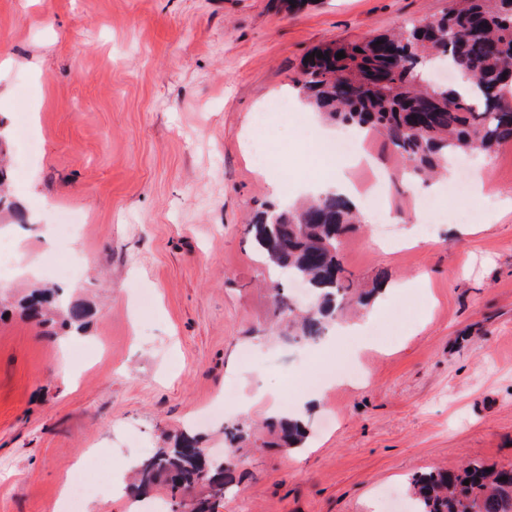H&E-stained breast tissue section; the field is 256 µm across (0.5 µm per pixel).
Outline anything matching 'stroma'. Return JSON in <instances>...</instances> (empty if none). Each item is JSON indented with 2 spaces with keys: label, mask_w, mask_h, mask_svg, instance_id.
<instances>
[{
  "label": "stroma",
  "mask_w": 512,
  "mask_h": 512,
  "mask_svg": "<svg viewBox=\"0 0 512 512\" xmlns=\"http://www.w3.org/2000/svg\"><path fill=\"white\" fill-rule=\"evenodd\" d=\"M448 0H0V128L14 200L26 212L76 213L83 229L42 241L15 224L64 295L90 308L83 338L38 327L17 303L28 281L0 273V512H52L93 454L143 459L189 428L224 448L244 395L304 396L301 379L353 358L361 377L318 388L306 447L267 445L266 412L246 418L247 474L217 512H406L407 481L469 461L512 467V144L454 163L482 169L470 233L430 218L406 236L417 197L392 172L397 221L362 224L340 258L348 276L395 290L368 325L387 339L356 351L338 336L300 347L271 337L269 271L246 233L254 215L324 174L297 126L334 129L304 109L257 111L296 89L315 48L434 18ZM277 156L258 172L252 143ZM423 276L416 287L408 280Z\"/></svg>",
  "instance_id": "obj_1"
}]
</instances>
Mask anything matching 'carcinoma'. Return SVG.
Wrapping results in <instances>:
<instances>
[{
	"instance_id": "1",
	"label": "carcinoma",
	"mask_w": 512,
	"mask_h": 512,
	"mask_svg": "<svg viewBox=\"0 0 512 512\" xmlns=\"http://www.w3.org/2000/svg\"><path fill=\"white\" fill-rule=\"evenodd\" d=\"M341 51L345 57L336 58ZM433 62L470 82V90L427 85L424 67ZM297 89L311 111L343 128L382 135L410 174L434 178L462 154L512 143V0H448L439 17L396 33L327 44L303 62ZM9 180V168L0 163L1 215L12 211L5 193ZM357 223L350 203L328 194L297 208L269 205L250 225L265 263L280 272L266 288L288 342L321 340L353 296L364 303L365 294H356L339 259L342 237ZM294 282L309 285V307H297L286 293L284 284ZM61 297L58 287L38 288L24 300V315L38 324L60 319L71 330H84L86 308ZM268 425L283 451L302 444V421L287 414L270 418ZM224 437L236 447L249 433L236 423L224 427ZM238 469L203 455L198 438L182 432L143 459L132 477L140 500L164 485L170 512L190 492L197 493L200 508L215 512L224 493L237 485ZM407 495L408 512H512V469L489 472L482 463H470L458 471L416 474Z\"/></svg>"
}]
</instances>
